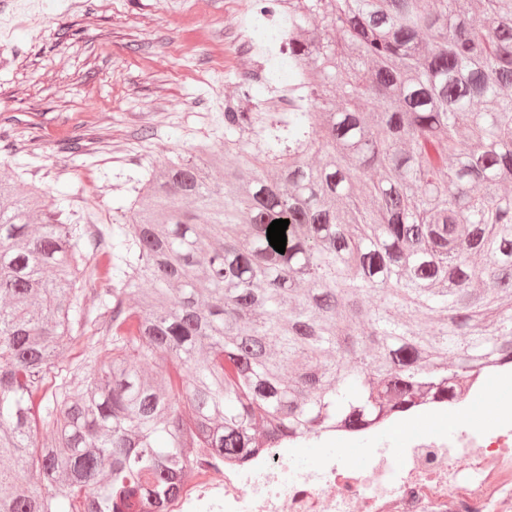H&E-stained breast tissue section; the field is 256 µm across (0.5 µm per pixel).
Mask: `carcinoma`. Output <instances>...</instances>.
Returning <instances> with one entry per match:
<instances>
[{"label": "carcinoma", "instance_id": "cac0c4a2", "mask_svg": "<svg viewBox=\"0 0 512 512\" xmlns=\"http://www.w3.org/2000/svg\"><path fill=\"white\" fill-rule=\"evenodd\" d=\"M259 10L288 121L230 103L224 155L151 172L109 239L0 178V512H163L208 455L512 369V0Z\"/></svg>", "mask_w": 512, "mask_h": 512}]
</instances>
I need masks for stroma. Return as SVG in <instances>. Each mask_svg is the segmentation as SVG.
<instances>
[{"label": "stroma", "mask_w": 512, "mask_h": 512, "mask_svg": "<svg viewBox=\"0 0 512 512\" xmlns=\"http://www.w3.org/2000/svg\"><path fill=\"white\" fill-rule=\"evenodd\" d=\"M256 0H0V177L42 187L91 234L109 233L139 180L206 141L224 149V105L247 72L292 84L287 55ZM79 140L69 152L66 142ZM491 429L512 405V372L474 399ZM456 407L382 432L401 447L407 432L454 434Z\"/></svg>", "instance_id": "1"}]
</instances>
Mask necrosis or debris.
Listing matches in <instances>:
<instances>
[{
    "label": "necrosis or debris",
    "mask_w": 512,
    "mask_h": 512,
    "mask_svg": "<svg viewBox=\"0 0 512 512\" xmlns=\"http://www.w3.org/2000/svg\"><path fill=\"white\" fill-rule=\"evenodd\" d=\"M405 446L366 449L367 465L342 471L327 457L313 469L276 448L248 462L204 464L185 481L166 512H446L449 498L471 512H504L512 505V427L487 431L467 420L454 439L412 432ZM496 455L498 465L485 460ZM471 474L462 477L460 462Z\"/></svg>",
    "instance_id": "1"
}]
</instances>
